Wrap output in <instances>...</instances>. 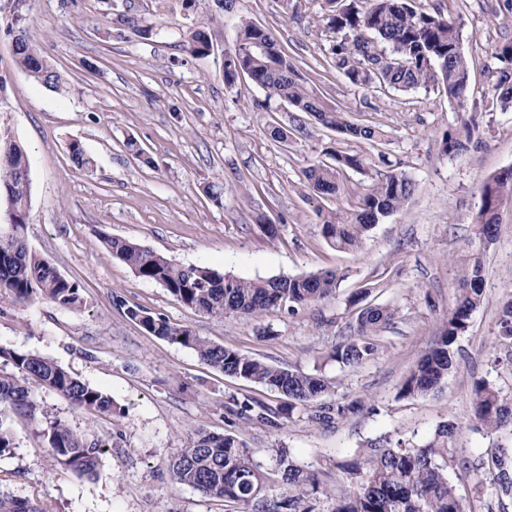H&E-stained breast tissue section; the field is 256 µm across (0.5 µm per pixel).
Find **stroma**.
Segmentation results:
<instances>
[{
  "label": "stroma",
  "instance_id": "1",
  "mask_svg": "<svg viewBox=\"0 0 512 512\" xmlns=\"http://www.w3.org/2000/svg\"><path fill=\"white\" fill-rule=\"evenodd\" d=\"M440 5L461 25L471 71L468 108L481 126L479 141L460 155L441 152L443 134L462 114L440 90H366L329 62L332 40L324 0H239L234 11L214 0H29V34L62 74L58 95L22 73L13 37L0 18V129L25 148L31 201L30 248L77 280L84 303L64 308L47 298L19 304L0 287V345L53 358L67 371L110 395L112 415L72 409L59 394L39 390L52 416L87 431L108 450L93 474L80 475L53 455L45 422L14 416L16 448L0 457V491L38 501L44 512H243L236 503L204 497L173 482L169 463L199 429L224 433L229 396L249 395L278 406L279 394L225 376L187 347L150 336L129 319L137 306L196 335L279 366L322 376L332 397H361L363 412L322 429L295 416L284 428L252 423L243 434L264 468L279 450L321 481L316 512H331L341 474L337 462L366 452L379 439L421 447L448 422L461 424L459 457L474 462L512 436L467 428L472 384L485 378L512 393V347L495 342L498 318L512 299V199L500 208L496 239L483 244L476 222L481 182L512 167V112L487 111L484 94L500 63L496 46L512 41V10L503 0H416ZM128 15L154 16L157 34L143 38L124 24ZM266 28L310 89L354 120L381 126L393 171L415 185L407 204L380 220L356 251L330 246L319 210L349 208L369 185L350 172L333 199L317 196L302 171L325 147L346 152L363 143L338 140L328 129L273 141L269 120L288 126L292 112L273 103L256 108L264 93L248 78L224 83V52L242 20ZM203 28L208 56L183 48L184 34ZM135 139L144 158L126 147ZM93 158L91 171L75 167L70 142ZM224 186L222 204L205 193ZM277 224V237L262 221ZM125 238L177 263L205 265L243 279L343 272L335 298L288 315L273 310L250 319L212 317L177 302L158 283L137 278L104 246ZM481 253L483 302L455 345V368L433 392L403 398L399 388L454 307L457 260ZM361 305L348 298L360 289ZM395 308L394 323L379 335L375 356L340 366L331 353L353 333L364 306ZM475 512H512L490 482L453 474Z\"/></svg>",
  "mask_w": 512,
  "mask_h": 512
}]
</instances>
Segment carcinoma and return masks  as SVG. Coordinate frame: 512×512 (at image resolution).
Returning <instances> with one entry per match:
<instances>
[{
	"label": "carcinoma",
	"mask_w": 512,
	"mask_h": 512,
	"mask_svg": "<svg viewBox=\"0 0 512 512\" xmlns=\"http://www.w3.org/2000/svg\"><path fill=\"white\" fill-rule=\"evenodd\" d=\"M8 2L13 7L8 32L14 36L19 68L46 88L63 91L60 73L28 36L27 0ZM326 4V26L334 33L328 49L331 64L352 84L401 92L441 86L450 102L467 93L470 68L455 20L435 8H417L416 0H370L367 8L360 6L358 0H326ZM255 42L269 46V53L252 52ZM184 48L194 56L208 55L207 33L200 27L188 30ZM493 56L504 66L491 85L489 107L512 112V42L495 48ZM242 76L264 92V100L256 103L262 111H271L273 101L286 103L310 116L315 126L333 130L346 140L362 141L372 147L385 140L383 129L356 122L347 113L326 105L307 87L291 57L252 21L241 25L231 54L224 57V83L232 87ZM478 127L477 113L466 114L461 129L443 135L441 151L448 155L464 152ZM69 154L78 168H93V159L79 142L69 145ZM324 155L327 160L310 164L304 176L310 188L325 198L340 194L343 172L375 174L353 208L320 212L322 234L331 246L359 248L375 224L409 200L413 183L403 172L377 170L387 164L382 151L349 153L328 147ZM27 169L25 149L12 134L0 130V196L10 199L13 223L11 229H0V285L8 288L19 303L46 297L61 307L78 306L82 304L80 283L33 252L25 240L29 186L22 181V172ZM480 195V235L491 242L496 238L499 207L512 197V173L485 179ZM105 243L112 256L137 277L160 284L184 306L215 317H258L271 309L294 315L335 296L345 277L338 271H325L246 280L202 265L177 264L126 239L107 238ZM483 280L484 266L479 255L473 254L460 263L456 305L444 320L439 336L402 382L400 396L427 395L448 378L455 355L453 345L483 302ZM127 315L147 333L194 350L203 363L222 374L258 384L287 399L273 408L251 396L229 397L226 408L231 430L215 434L199 429L172 460V480L205 497L237 502L245 512H315L314 494L319 482L314 475L290 460L284 449L277 454L275 469L264 470L241 438V425L257 420L281 429L300 412L307 422L325 427L360 413L365 401L357 397L325 403L322 398L330 387L317 375L272 365L215 344L139 307L127 308ZM395 316V309L388 305L364 308L358 314L353 336L336 345L332 358L347 367L372 358L377 352L379 332L391 325ZM498 327L497 342L512 345V300L503 305ZM0 361L12 368L10 372H0V456L15 448L8 422L11 414H24L35 421L45 416L36 398L38 389L55 391L74 409L112 415V397L48 356L0 346ZM473 394L469 418L472 428L489 433L506 429L512 432V400L500 387L480 379L474 382ZM458 431L460 426L448 422L437 433L448 438L446 442L432 441L423 448L409 447L401 441L389 446L372 444L367 453L336 464L345 480L336 489L333 512H468L450 479L449 471L456 466L489 479L497 495L512 497V448L500 446L477 464L458 463L453 446ZM46 437L60 463L80 475H92L105 453V445L99 439L58 417L49 422ZM272 473L287 489L279 498L264 495ZM0 512H41V508L27 498L1 494Z\"/></svg>",
	"instance_id": "obj_1"
}]
</instances>
